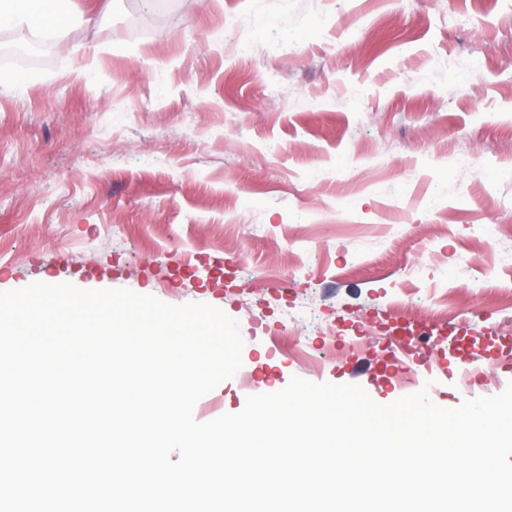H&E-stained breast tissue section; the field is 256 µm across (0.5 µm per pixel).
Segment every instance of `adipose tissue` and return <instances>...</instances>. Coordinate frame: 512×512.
<instances>
[{
  "label": "adipose tissue",
  "mask_w": 512,
  "mask_h": 512,
  "mask_svg": "<svg viewBox=\"0 0 512 512\" xmlns=\"http://www.w3.org/2000/svg\"><path fill=\"white\" fill-rule=\"evenodd\" d=\"M62 4L63 0H0V26L21 28L25 46L60 42L57 26L65 20Z\"/></svg>",
  "instance_id": "obj_1"
}]
</instances>
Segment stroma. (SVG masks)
Here are the masks:
<instances>
[{"label":"stroma","instance_id":"stroma-1","mask_svg":"<svg viewBox=\"0 0 512 512\" xmlns=\"http://www.w3.org/2000/svg\"><path fill=\"white\" fill-rule=\"evenodd\" d=\"M63 7L53 62L0 85V291L69 282L222 309L242 365L200 422L295 376L380 404L426 387L443 408L512 383V307L490 300L512 262L479 232L512 221V0ZM89 45L91 89L71 75ZM455 55L479 62L472 82L442 74ZM462 151L478 165L449 166ZM455 249L481 267L451 266ZM278 267L298 289L267 278ZM447 279L452 347L391 308Z\"/></svg>","mask_w":512,"mask_h":512}]
</instances>
